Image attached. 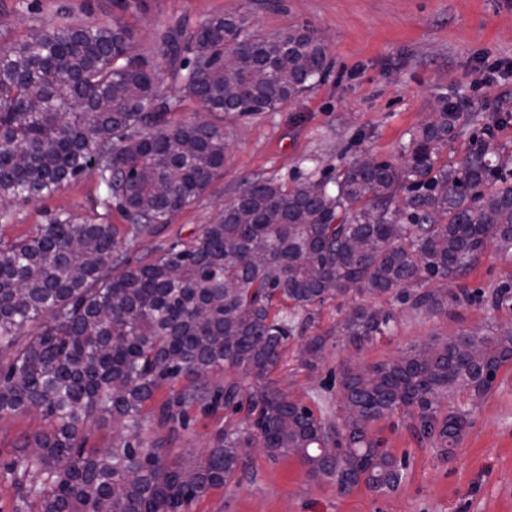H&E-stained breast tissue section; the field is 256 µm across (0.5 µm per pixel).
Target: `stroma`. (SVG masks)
Masks as SVG:
<instances>
[{
	"label": "stroma",
	"instance_id": "obj_1",
	"mask_svg": "<svg viewBox=\"0 0 512 512\" xmlns=\"http://www.w3.org/2000/svg\"><path fill=\"white\" fill-rule=\"evenodd\" d=\"M240 10L249 13L254 31L263 36L313 31L326 46V67L308 91L273 111L214 116L227 143L222 177L172 223L157 225L151 237L128 240L130 259L197 234L237 197L245 181L331 183L350 161L400 159L411 132L443 101L459 104L466 115L443 160L458 161L475 135L512 149V124L499 127L491 118L495 112L512 113V74L490 78L480 65L484 58L512 61V0H131L127 5L122 0H0V48L66 21L116 22L133 32V55L160 75L162 91L171 95L177 85L163 36ZM105 195L97 176L86 174L49 198L6 204L0 237L29 235L61 213L95 217ZM465 284L475 300L440 316L416 314L391 298L376 299L377 307L392 312L395 329L361 349L336 334L350 300H328L312 321L296 317L272 378L315 413L332 414L343 365L385 360L434 335L512 323V305L493 310L485 303L502 285L512 284V259L488 250ZM315 336L324 340L322 357L308 366L303 349ZM447 404L466 410L468 427L446 458L420 441L409 416L376 424L386 448L406 464L401 483L389 494L363 486L340 493L330 479L310 477L296 457L272 458L257 448L244 455L233 482L193 502L189 512H512V365L499 370L482 397L459 392ZM144 416L145 437L162 440L170 459L186 466L213 447L225 427L248 425L246 411L220 405L189 407L163 427L157 426L153 407H145ZM44 424L36 411L0 420V512H26L7 465L18 442Z\"/></svg>",
	"mask_w": 512,
	"mask_h": 512
}]
</instances>
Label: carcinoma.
<instances>
[{
    "label": "carcinoma",
    "instance_id": "1",
    "mask_svg": "<svg viewBox=\"0 0 512 512\" xmlns=\"http://www.w3.org/2000/svg\"><path fill=\"white\" fill-rule=\"evenodd\" d=\"M131 41L118 25H61L0 49V200L44 198L91 165L106 190L98 222L60 214L27 237L0 239V419L36 410L53 423L7 464L41 476L29 512H187L230 483L249 444L236 428L190 467L140 439L144 408L180 379L189 385L156 408L160 422L204 401L245 405L260 447L298 458L343 494L400 484L404 464L373 432L399 412L416 411V435L449 456L468 419L443 399L492 388L512 364V327L432 336L390 359L343 366L332 422L271 379L292 328L276 307L310 314L329 297L358 294L438 315L470 301L462 280L488 249L512 256L502 148L476 138L459 161L440 162L463 118L445 103L400 162L353 161L319 197L307 182L250 181L215 223L131 266L112 209L131 237L151 235L212 186L227 149L211 121L168 119L182 99L161 93ZM164 44L179 89L210 114L273 111L326 64L312 33L261 36L244 12L172 30ZM352 311L340 335L356 348L392 333L391 313L361 303ZM222 368L262 386L246 394L229 379L209 391L202 377ZM104 414L112 445L84 448V430Z\"/></svg>",
    "mask_w": 512,
    "mask_h": 512
}]
</instances>
